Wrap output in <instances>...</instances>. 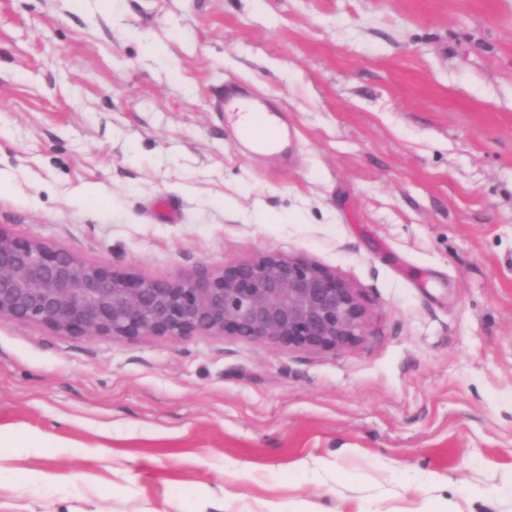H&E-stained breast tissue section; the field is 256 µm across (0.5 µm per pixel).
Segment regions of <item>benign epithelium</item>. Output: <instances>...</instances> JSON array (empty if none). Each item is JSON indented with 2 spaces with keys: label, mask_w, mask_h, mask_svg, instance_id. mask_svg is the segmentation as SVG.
Segmentation results:
<instances>
[{
  "label": "benign epithelium",
  "mask_w": 512,
  "mask_h": 512,
  "mask_svg": "<svg viewBox=\"0 0 512 512\" xmlns=\"http://www.w3.org/2000/svg\"><path fill=\"white\" fill-rule=\"evenodd\" d=\"M2 319L87 339L233 336L315 352L345 350L369 335L359 290L303 257L267 252L217 271L153 279L0 225Z\"/></svg>",
  "instance_id": "1"
}]
</instances>
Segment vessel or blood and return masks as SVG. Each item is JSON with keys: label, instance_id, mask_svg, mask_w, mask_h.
I'll return each mask as SVG.
<instances>
[{"label": "vessel or blood", "instance_id": "vessel-or-blood-1", "mask_svg": "<svg viewBox=\"0 0 512 512\" xmlns=\"http://www.w3.org/2000/svg\"><path fill=\"white\" fill-rule=\"evenodd\" d=\"M222 97L234 141L247 154L266 157L274 167L287 165L293 136L287 113L235 84H225Z\"/></svg>", "mask_w": 512, "mask_h": 512}]
</instances>
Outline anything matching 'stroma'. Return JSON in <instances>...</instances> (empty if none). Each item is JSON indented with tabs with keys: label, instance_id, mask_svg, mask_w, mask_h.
Returning a JSON list of instances; mask_svg holds the SVG:
<instances>
[{
	"label": "stroma",
	"instance_id": "stroma-1",
	"mask_svg": "<svg viewBox=\"0 0 512 512\" xmlns=\"http://www.w3.org/2000/svg\"><path fill=\"white\" fill-rule=\"evenodd\" d=\"M0 183L18 236L303 256L370 314L336 352L0 321V512H512V0H0ZM224 100V124L229 121L234 141L248 155H260L270 160L274 167L288 165L289 140L293 130L288 124V114L274 108L264 97L249 95L238 85L225 83L221 95ZM248 120L239 123V117Z\"/></svg>",
	"mask_w": 512,
	"mask_h": 512
}]
</instances>
